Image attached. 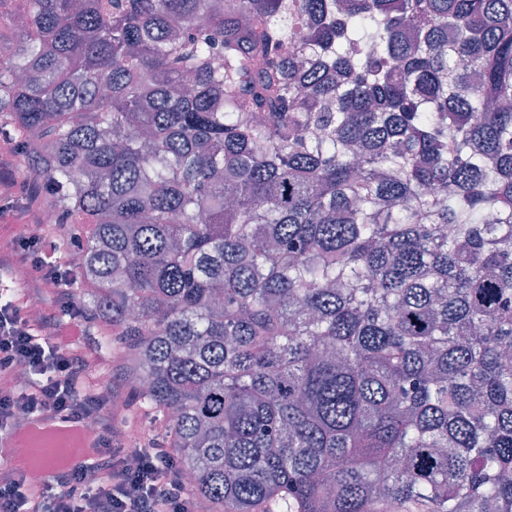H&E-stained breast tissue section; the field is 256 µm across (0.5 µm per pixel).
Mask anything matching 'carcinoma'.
<instances>
[{
	"label": "carcinoma",
	"mask_w": 512,
	"mask_h": 512,
	"mask_svg": "<svg viewBox=\"0 0 512 512\" xmlns=\"http://www.w3.org/2000/svg\"><path fill=\"white\" fill-rule=\"evenodd\" d=\"M0 134L217 512H512V0H0Z\"/></svg>",
	"instance_id": "cac0c4a2"
}]
</instances>
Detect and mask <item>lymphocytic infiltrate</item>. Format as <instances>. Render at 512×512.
I'll return each instance as SVG.
<instances>
[{"mask_svg": "<svg viewBox=\"0 0 512 512\" xmlns=\"http://www.w3.org/2000/svg\"><path fill=\"white\" fill-rule=\"evenodd\" d=\"M43 225L32 224L0 252L16 279L35 276L52 295V312L31 320L26 303L0 304V436L21 419L63 417L94 429L84 455L35 477L0 460V512H201L169 449L142 448L136 464L119 447L111 397L102 396L107 368L101 355L76 342L84 313L67 294L68 266Z\"/></svg>", "mask_w": 512, "mask_h": 512, "instance_id": "lymphocytic-infiltrate-1", "label": "lymphocytic infiltrate"}]
</instances>
